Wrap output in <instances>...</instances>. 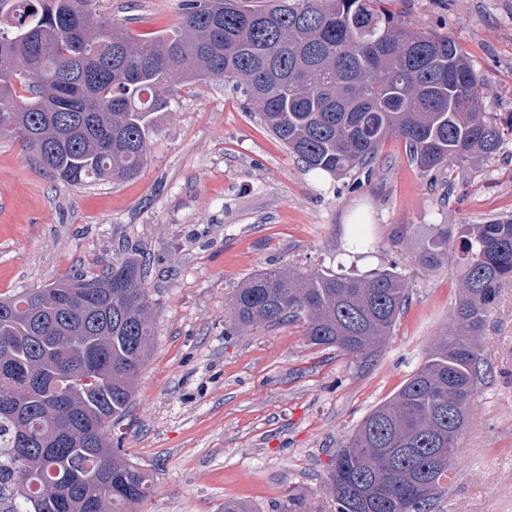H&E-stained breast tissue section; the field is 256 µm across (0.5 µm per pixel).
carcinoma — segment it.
<instances>
[{
    "mask_svg": "<svg viewBox=\"0 0 512 512\" xmlns=\"http://www.w3.org/2000/svg\"><path fill=\"white\" fill-rule=\"evenodd\" d=\"M89 0H0V142H18L61 180L130 179L150 154L151 116L175 81L222 78L307 169L370 166L390 136L423 172L502 147L484 85L447 37L401 27L385 0H181L169 34L143 39ZM448 333L394 398L336 451L335 512H426L450 479L483 380L480 337L512 284V217L468 225ZM408 300L392 270L268 269L233 297L240 327L304 320L310 344L369 361ZM146 263L0 296V492L7 512H129L149 476L107 428L128 416L157 336Z\"/></svg>",
    "mask_w": 512,
    "mask_h": 512,
    "instance_id": "cac0c4a2",
    "label": "carcinoma"
}]
</instances>
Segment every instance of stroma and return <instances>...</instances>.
I'll return each instance as SVG.
<instances>
[{
    "label": "stroma",
    "instance_id": "obj_1",
    "mask_svg": "<svg viewBox=\"0 0 512 512\" xmlns=\"http://www.w3.org/2000/svg\"><path fill=\"white\" fill-rule=\"evenodd\" d=\"M102 20L154 37L180 0H92ZM405 27L452 39L483 79V111L512 119V0H391ZM153 115L133 179L72 185L20 144L0 143V294L145 253L158 335L128 416L113 428L152 479L139 512H334L324 490L338 448L391 400L452 320L462 234L512 215V138L493 156L425 173L400 138L372 170L304 165L222 80L176 83ZM442 258L431 267L421 259ZM391 269L409 302L381 353L360 362L311 345L302 323L225 335L230 298L256 272ZM484 379L456 471L430 512H512V286L485 325Z\"/></svg>",
    "mask_w": 512,
    "mask_h": 512
}]
</instances>
